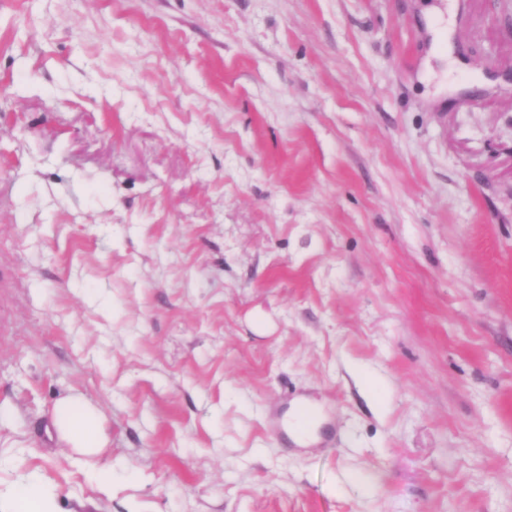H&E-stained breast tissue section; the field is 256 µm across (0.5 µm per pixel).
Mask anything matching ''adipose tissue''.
<instances>
[{
  "instance_id": "ef3b65f1",
  "label": "adipose tissue",
  "mask_w": 512,
  "mask_h": 512,
  "mask_svg": "<svg viewBox=\"0 0 512 512\" xmlns=\"http://www.w3.org/2000/svg\"><path fill=\"white\" fill-rule=\"evenodd\" d=\"M51 424L59 443L82 455L98 456L107 445L101 416L82 395L60 399L53 409Z\"/></svg>"
}]
</instances>
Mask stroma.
I'll list each match as a JSON object with an SVG mask.
<instances>
[{
	"label": "stroma",
	"mask_w": 512,
	"mask_h": 512,
	"mask_svg": "<svg viewBox=\"0 0 512 512\" xmlns=\"http://www.w3.org/2000/svg\"><path fill=\"white\" fill-rule=\"evenodd\" d=\"M501 21L0 0V512H512ZM70 393L111 488L50 436ZM44 492L40 485L29 482L21 485L16 490V501L14 512H41L44 509Z\"/></svg>",
	"instance_id": "35a3bbf8"
}]
</instances>
